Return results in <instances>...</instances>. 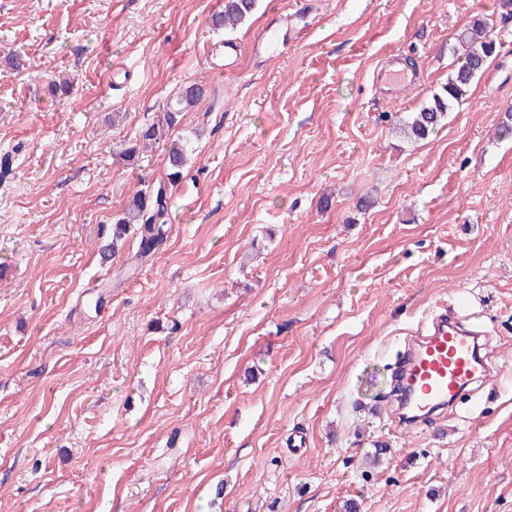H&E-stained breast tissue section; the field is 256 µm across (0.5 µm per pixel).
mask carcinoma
<instances>
[{"label":"carcinoma","mask_w":512,"mask_h":512,"mask_svg":"<svg viewBox=\"0 0 512 512\" xmlns=\"http://www.w3.org/2000/svg\"><path fill=\"white\" fill-rule=\"evenodd\" d=\"M256 7V0H224V11L212 18L214 29L233 30L244 23ZM489 22L486 17L473 19L455 36L453 53L456 55L455 67L448 76V83L442 91L433 95L432 101L421 107L403 123L404 134L413 140H424L441 124L449 109L467 99L475 80L481 75L489 60L497 54L494 40L488 37ZM205 90L191 84L178 93L167 104L162 118L146 125L141 130V143H135L124 150V158L131 162L145 147L169 137L181 124L184 112L201 103ZM167 180L158 183H145L128 200L121 214L112 225V246H117L130 229L140 235V254L156 252L166 238L165 220L166 199L170 187L182 176L187 162V149L184 145L173 143L166 155Z\"/></svg>","instance_id":"cac0c4a2"}]
</instances>
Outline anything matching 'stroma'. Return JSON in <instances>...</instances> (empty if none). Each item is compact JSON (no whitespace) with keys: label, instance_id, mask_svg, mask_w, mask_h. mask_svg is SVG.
I'll use <instances>...</instances> for the list:
<instances>
[{"label":"stroma","instance_id":"1","mask_svg":"<svg viewBox=\"0 0 512 512\" xmlns=\"http://www.w3.org/2000/svg\"><path fill=\"white\" fill-rule=\"evenodd\" d=\"M223 8L0 0V512H512V18L258 0L224 33ZM477 15L498 55L411 142ZM393 56L417 84L388 97ZM192 83L163 244L103 257L166 174L164 144L122 151ZM448 308L499 385L398 422L395 363Z\"/></svg>","mask_w":512,"mask_h":512}]
</instances>
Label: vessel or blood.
I'll return each instance as SVG.
<instances>
[{
  "instance_id": "vessel-or-blood-1",
  "label": "vessel or blood",
  "mask_w": 512,
  "mask_h": 512,
  "mask_svg": "<svg viewBox=\"0 0 512 512\" xmlns=\"http://www.w3.org/2000/svg\"><path fill=\"white\" fill-rule=\"evenodd\" d=\"M373 81L391 89L413 78L396 60L376 70ZM476 334L447 314L437 315L425 336L409 353L403 367L410 385L409 398L418 412L450 403L476 379L488 376L489 367L477 354Z\"/></svg>"
}]
</instances>
